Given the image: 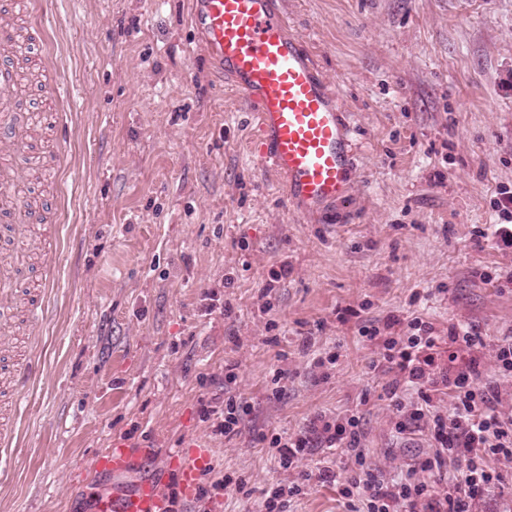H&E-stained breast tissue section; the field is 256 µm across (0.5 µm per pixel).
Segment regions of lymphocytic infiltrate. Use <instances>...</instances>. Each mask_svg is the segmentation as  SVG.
<instances>
[{
    "label": "lymphocytic infiltrate",
    "mask_w": 512,
    "mask_h": 512,
    "mask_svg": "<svg viewBox=\"0 0 512 512\" xmlns=\"http://www.w3.org/2000/svg\"><path fill=\"white\" fill-rule=\"evenodd\" d=\"M380 339L379 363L398 369L406 386L418 397L408 401L392 394L394 429L402 434L413 423L426 421L435 444L432 455L393 477L366 468L361 448L363 430L357 414L318 417L311 435L272 438L279 465L290 469L307 448L320 441L345 449L356 469L346 479L335 470L320 469L317 478L338 485L347 512H473V504L504 481L503 466L512 464V412L503 409L500 384L481 383L483 351L489 347L475 326H458L448 333V368L435 362L437 338L432 327L415 318L402 334ZM447 391L450 407L440 413L433 404ZM447 473L445 485L434 487L422 473Z\"/></svg>",
    "instance_id": "1"
}]
</instances>
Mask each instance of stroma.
I'll return each instance as SVG.
<instances>
[{"mask_svg": "<svg viewBox=\"0 0 512 512\" xmlns=\"http://www.w3.org/2000/svg\"><path fill=\"white\" fill-rule=\"evenodd\" d=\"M283 6L359 146L348 194L308 217L262 166L250 107L196 41L188 0H23L17 106L41 117L28 154L47 170L28 191L56 240L34 232L18 276L45 280L49 315L20 344L36 369L0 512H97L146 481L175 492L169 451L200 443L214 452L203 486L233 482L175 512H264L285 477L269 438L352 412L367 466L399 472L431 443L395 433L397 374L373 369L362 329L421 318L443 365L450 327L512 334V284L495 277L512 252L491 235L512 189V0ZM231 396L248 411L223 436ZM118 438L151 451L120 478L97 466ZM326 466L353 464L309 449L290 512H345L316 478Z\"/></svg>", "mask_w": 512, "mask_h": 512, "instance_id": "stroma-1", "label": "stroma"}]
</instances>
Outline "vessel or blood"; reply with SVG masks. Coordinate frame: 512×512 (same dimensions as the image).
I'll return each mask as SVG.
<instances>
[{
  "label": "vessel or blood",
  "instance_id": "vessel-or-blood-1",
  "mask_svg": "<svg viewBox=\"0 0 512 512\" xmlns=\"http://www.w3.org/2000/svg\"><path fill=\"white\" fill-rule=\"evenodd\" d=\"M191 24L208 57L248 102L258 133L260 159L282 180V192L302 215L325 209L344 197L354 162L355 143L336 92L320 73L303 39L290 34L282 0H192ZM10 38H0V218L8 224L36 223V208L17 199L23 175L8 157L27 136L24 116L11 111L19 74ZM27 236L14 237L11 256L0 258V322H7L15 289L13 254L23 252ZM177 480L186 499H194L213 464L208 448L172 451ZM137 452L114 442L103 459L121 475L136 463ZM163 490L145 484L121 498L104 499L99 512H168Z\"/></svg>",
  "mask_w": 512,
  "mask_h": 512
}]
</instances>
